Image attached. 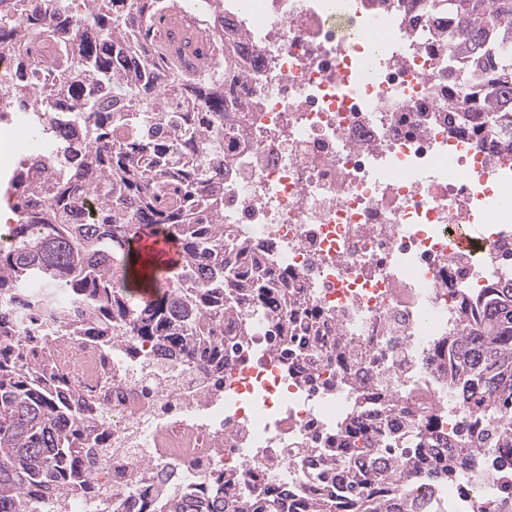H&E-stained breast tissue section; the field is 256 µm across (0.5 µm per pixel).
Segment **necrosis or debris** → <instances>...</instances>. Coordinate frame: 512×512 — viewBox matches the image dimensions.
Returning <instances> with one entry per match:
<instances>
[{
  "instance_id": "obj_1",
  "label": "necrosis or debris",
  "mask_w": 512,
  "mask_h": 512,
  "mask_svg": "<svg viewBox=\"0 0 512 512\" xmlns=\"http://www.w3.org/2000/svg\"><path fill=\"white\" fill-rule=\"evenodd\" d=\"M425 0H224V26L201 0H156L142 35L169 48L190 41L215 70L235 68L224 140V230L250 240L271 283L288 279L317 309L322 352L285 364L273 313L240 301L249 322L228 348L223 382L172 375L150 344L111 349L56 336L79 310L60 298L49 315L22 308L23 325L49 334L47 372L92 401L94 424L116 447L93 467L103 491L139 512L155 482L175 491L227 467L234 499L260 482H287L295 499L327 493L311 481L329 438L354 411L372 431L385 405L433 408L440 428L462 423L437 380V350L459 328V303L512 276V125L480 104L448 109L447 51L413 22ZM0 142L13 162L61 155L56 131L37 133L0 103ZM490 225L485 246L456 245L452 226ZM306 454L288 456L295 445ZM494 465L465 481L418 486L432 512H512Z\"/></svg>"
}]
</instances>
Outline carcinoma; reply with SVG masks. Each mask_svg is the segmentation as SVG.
<instances>
[{"label":"carcinoma","instance_id":"1","mask_svg":"<svg viewBox=\"0 0 512 512\" xmlns=\"http://www.w3.org/2000/svg\"><path fill=\"white\" fill-rule=\"evenodd\" d=\"M153 2L86 0L73 20L51 0H0V50L50 37L65 61L49 77L20 59L17 79L0 87V100L36 113L40 130L63 116L85 123L82 138L60 159L66 179L47 163L13 175L17 224L0 249V512H60V492L95 488L86 465L91 406L64 395L40 370L35 350L21 345L13 307L21 289L63 288L83 301V318L63 322L68 336H90L104 347L116 336L150 342L172 362L214 376L224 373L226 346L214 325L236 307L237 290L260 312L288 298V275L278 288L268 286L258 265L244 275L242 265L255 260L251 242L224 239V155L209 144L224 138V84L238 73L187 85L165 53L141 49L136 34L150 21ZM428 2L429 12H448L458 22L448 35L451 82L486 88L490 121L512 113V0ZM119 129L127 136L115 135ZM189 134L203 149L193 158L181 151ZM170 184L176 194L161 206L157 192ZM89 196L98 201L97 217L74 223ZM143 226L177 238L184 254L182 262L154 270L148 303L130 286L131 243ZM462 302L461 329L448 337L442 373L462 428L419 424L390 467L381 459L394 434L374 440L357 416L336 429V469L364 473L345 484L358 512H424L423 502L404 498L394 509L369 485L395 478L410 486L419 471L446 483L461 477L474 452L486 462L512 452V281ZM320 318L312 309L281 315L274 324L278 357H317L311 336ZM229 477L220 471L203 486L155 490L140 512H290L286 484L224 501Z\"/></svg>","mask_w":512,"mask_h":512}]
</instances>
